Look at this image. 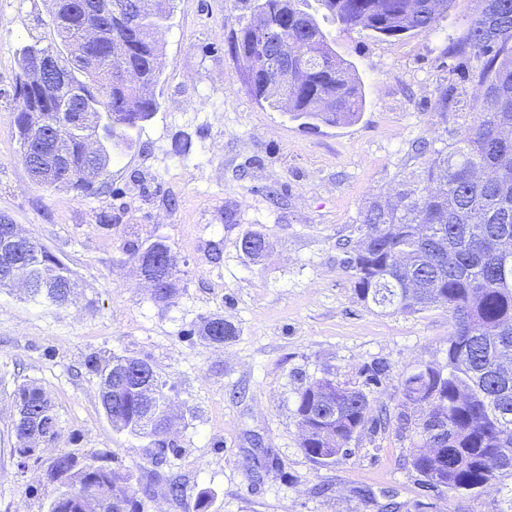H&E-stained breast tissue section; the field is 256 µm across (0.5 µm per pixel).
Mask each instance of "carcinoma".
<instances>
[{
    "label": "carcinoma",
    "instance_id": "cac0c4a2",
    "mask_svg": "<svg viewBox=\"0 0 512 512\" xmlns=\"http://www.w3.org/2000/svg\"><path fill=\"white\" fill-rule=\"evenodd\" d=\"M172 0H127L132 26L114 23L95 64L83 62L81 35L54 27L56 44L23 48L22 55L44 52L73 66L74 83L60 86L55 99L77 91L96 105L102 122L104 170L111 150L131 140L133 131L159 107L154 90L161 79L157 35L171 15ZM307 0H254L253 18L239 29L229 52L245 75L253 98L303 121L309 129L355 121L365 99L353 67L333 46L329 34L305 8ZM345 31H369L401 37L429 33L448 17L454 0H319ZM460 54L481 62L476 99L484 106L451 144L437 149L423 143L425 161L416 176L402 180L390 197L371 204L362 216L357 248L347 259L354 290L366 304L419 313L432 306L448 309L454 328L448 336L447 371L426 365L402 385L401 406L418 407L423 416L414 428V469L451 494L476 496L504 477L512 478V0H483L471 19ZM23 78L14 89L13 107L19 153L25 168H36L46 154L38 145L40 123L51 99ZM57 146L71 165L43 182L50 188L89 193L84 178L83 142L63 130ZM241 251L253 261L268 243L261 232L243 236ZM29 260L31 298L69 302L75 284L68 268L35 238ZM134 264L149 262L153 299L169 304L178 295V258L162 240L127 250ZM232 326L221 317L205 321L203 336L224 343ZM87 368L99 375L100 402L112 427L135 436H158L169 428L170 397L148 362L112 358L107 365L90 358ZM27 416L15 427L13 455L18 467L54 443L61 428L43 389L34 382L16 390ZM371 403L356 387L328 378L308 384L298 397L296 415L301 448L318 465L338 453L348 456L349 442L369 423ZM45 478L62 488L55 512H136L137 498L152 494L148 483L110 465L103 454H58Z\"/></svg>",
    "mask_w": 512,
    "mask_h": 512
}]
</instances>
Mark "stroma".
I'll return each instance as SVG.
<instances>
[{
    "mask_svg": "<svg viewBox=\"0 0 512 512\" xmlns=\"http://www.w3.org/2000/svg\"><path fill=\"white\" fill-rule=\"evenodd\" d=\"M480 0H455L436 31L400 38L340 32L317 0L308 10L354 66L365 91L360 118L303 128L260 105L228 52L249 21L245 0H173L161 37L160 104L101 176L107 192L54 190L31 181L12 122L21 50L52 44L50 0H0V221L20 225L65 263L78 283L72 303L29 300L0 288V512H49L59 488L44 473L56 454L107 453L113 468L152 483L140 512H195L198 492L210 512H504L512 479L477 496L426 488L409 464L414 434L402 429L405 377L443 368L453 320L446 308L416 314L364 304L346 270L343 243L371 202L418 170L420 141H455L473 119L476 58L456 54ZM454 99L434 110L438 87ZM187 140L184 154L174 152ZM279 191L269 201L267 186ZM235 223H226V211ZM262 231L268 254L240 250ZM163 240L177 255L180 292L153 301L126 249ZM219 316L235 336L204 339V319ZM151 363L173 400L162 437L113 430L99 399L91 354ZM386 368L381 385L370 368ZM328 377L362 389L389 408L387 425L365 427L352 453L319 466L300 446L298 396ZM32 381L50 397L61 437L19 470L14 390ZM165 455H157L158 445ZM179 483L183 497L169 493Z\"/></svg>",
    "mask_w": 512,
    "mask_h": 512,
    "instance_id": "obj_1",
    "label": "stroma"
}]
</instances>
